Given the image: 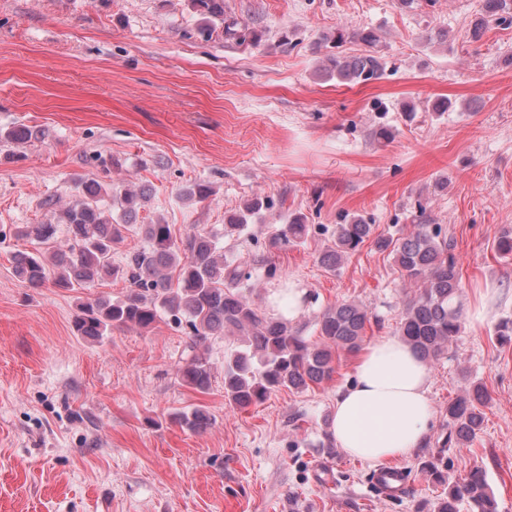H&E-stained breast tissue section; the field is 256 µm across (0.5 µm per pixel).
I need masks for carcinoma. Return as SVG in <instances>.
I'll return each mask as SVG.
<instances>
[{"label":"carcinoma","instance_id":"1","mask_svg":"<svg viewBox=\"0 0 512 512\" xmlns=\"http://www.w3.org/2000/svg\"><path fill=\"white\" fill-rule=\"evenodd\" d=\"M189 6L201 17L199 35L207 41L224 25V37L239 44H257L262 34L242 26L226 16L224 0H189ZM512 25V0H482L480 11L471 21L469 41L482 39L488 25ZM350 38L365 47L356 55L332 56L322 72L329 77L354 84L380 79L384 63L374 48L380 40L372 28H360L350 34L336 30L334 41ZM38 132L20 126L0 137L10 143H25ZM75 200L58 210L55 224H25L19 234L47 243L57 238L64 225L68 244L53 252L51 260L35 252L13 255L16 276L28 288L47 283L75 291L89 288L106 279L128 283L125 294L113 300L99 296L79 304L73 320L77 335L100 341L113 329H148L161 315L174 322H186L190 328L191 355L178 366L181 383L201 393L211 387V367L198 346L213 336H241L243 344L230 351L224 360V399L237 409L264 402L274 391L286 388L305 390L333 378L336 352L360 350L369 316L366 309L350 302L336 303L317 316V339L303 335L288 320L256 307L247 295L252 287L251 274L224 260L221 240L240 234L248 216L264 207L259 198L244 210L225 217L223 232L193 230L178 239L168 224H143L141 231L147 246L128 255L122 264L112 261L115 247L124 241L125 232L136 223L140 208L148 199L147 191L126 189L112 196L121 209V217L112 216V206L103 204L106 190L95 179L74 184ZM311 230L308 217L292 214L284 230L274 237L280 248L303 244ZM387 251L402 274L419 286L418 293L405 305L399 334L424 358L435 360L457 340L462 328L458 303L462 288L456 259V240L442 233L438 225L420 220L405 236L374 235V225L361 217H344L336 226L332 244L318 257L329 270H336L343 259L369 239ZM176 276H171V273ZM488 394L480 385H472L465 395L448 403V435L441 447H456L473 441L482 429L483 407ZM174 419L191 431L206 429L211 422L208 411L197 406L180 412ZM468 501L472 512H496L488 493L485 471L475 468L461 482L448 486L447 495L437 503L436 512H459V504Z\"/></svg>","mask_w":512,"mask_h":512}]
</instances>
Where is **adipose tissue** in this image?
Segmentation results:
<instances>
[{"label":"adipose tissue","mask_w":512,"mask_h":512,"mask_svg":"<svg viewBox=\"0 0 512 512\" xmlns=\"http://www.w3.org/2000/svg\"><path fill=\"white\" fill-rule=\"evenodd\" d=\"M430 377L427 361L402 336L378 337L336 394L331 439L344 454L374 463L410 457L428 438Z\"/></svg>","instance_id":"ef3b65f1"}]
</instances>
